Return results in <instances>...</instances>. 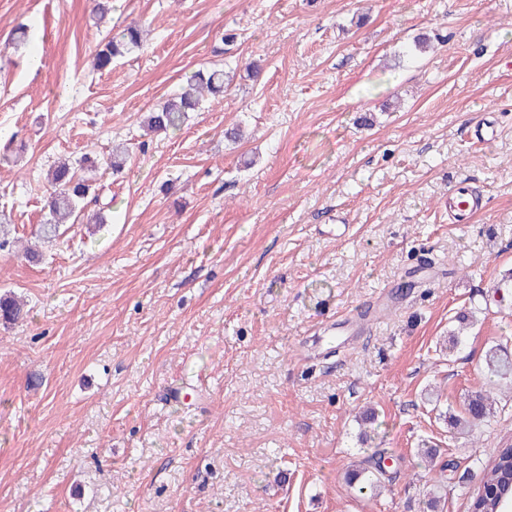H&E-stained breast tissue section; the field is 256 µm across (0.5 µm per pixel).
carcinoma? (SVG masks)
I'll return each instance as SVG.
<instances>
[{"mask_svg":"<svg viewBox=\"0 0 512 512\" xmlns=\"http://www.w3.org/2000/svg\"><path fill=\"white\" fill-rule=\"evenodd\" d=\"M142 44V24L132 21L119 33L112 36L97 50L94 65L98 69L112 65V60L139 49ZM227 87L224 83V70L206 67L196 71L183 91L170 98L162 107L150 111L147 127L154 133H166L178 128L186 119L187 113L195 111L205 98L224 99ZM129 151L123 146L112 149L110 157L102 162L85 155L80 166L96 170L99 165L117 172L127 161ZM90 183L77 176L67 165L55 167L50 173L49 192L44 208L48 217L41 224L42 237L52 239L57 236L59 226L68 223L85 212ZM21 316V308L12 296L0 295V320L15 322ZM501 348L493 347L486 355L490 373L500 381L512 383V360L500 355ZM493 398L488 390L479 391L468 399L465 414L455 419L456 427L465 430L490 421ZM383 471L377 467H362L354 470L349 477L352 488L363 497H371L379 486ZM512 508V445L497 449L495 455L485 465L481 486L472 496L471 512H508Z\"/></svg>","mask_w":512,"mask_h":512,"instance_id":"1","label":"carcinoma"}]
</instances>
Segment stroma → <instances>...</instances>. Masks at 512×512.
<instances>
[{"label":"stroma","mask_w":512,"mask_h":512,"mask_svg":"<svg viewBox=\"0 0 512 512\" xmlns=\"http://www.w3.org/2000/svg\"><path fill=\"white\" fill-rule=\"evenodd\" d=\"M91 9L0 0V146H25L0 155V294L23 305L0 321V512H422L436 483L469 512L512 444V392L491 424L450 423L488 349L512 355V298L492 300L512 269V0H114L107 28ZM134 19L143 48L95 69ZM215 64L224 98L145 134ZM482 121L498 138L465 136ZM118 143L86 209L105 223L36 238L49 167ZM462 179L487 202L465 224ZM377 463L358 497L347 471ZM129 157V151L124 146H116L112 149L110 157L102 162L95 161L91 157L84 155L80 160V166L87 170H96L100 168L99 165H104L106 168L112 169V173L118 172L126 163ZM461 199H465L460 201ZM478 207L485 208L482 202H479L473 195L466 183L462 182L456 186L448 195V208L456 211L459 216H464L467 211H472Z\"/></svg>","instance_id":"obj_1"}]
</instances>
